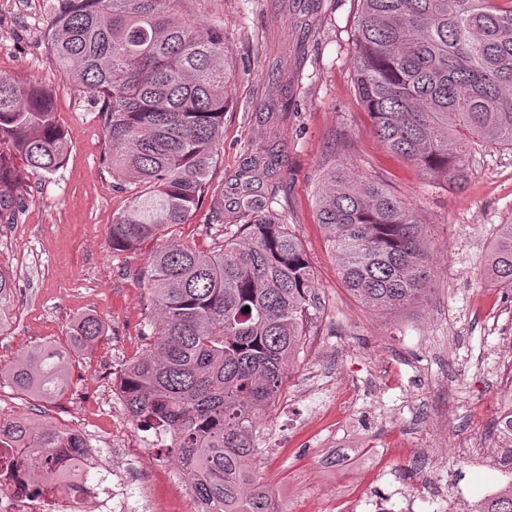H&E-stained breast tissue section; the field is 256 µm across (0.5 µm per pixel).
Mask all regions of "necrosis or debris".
I'll return each mask as SVG.
<instances>
[{
	"label": "necrosis or debris",
	"mask_w": 512,
	"mask_h": 512,
	"mask_svg": "<svg viewBox=\"0 0 512 512\" xmlns=\"http://www.w3.org/2000/svg\"><path fill=\"white\" fill-rule=\"evenodd\" d=\"M498 379L501 391L492 402L494 433L490 443L466 439L455 444L456 454L481 459L503 477L502 484L488 488L482 501H467L463 491L441 495L431 477L418 473L417 488L427 490L428 497L445 512H481V505L494 500L503 483H512V336L501 341ZM83 457L99 465V478L90 477L75 465L70 449L55 455L56 468L64 484L56 489L33 479L25 457L16 449L0 448V512H127L131 479L122 466L103 464L98 449L85 448Z\"/></svg>",
	"instance_id": "obj_1"
}]
</instances>
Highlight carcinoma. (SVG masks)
Segmentation results:
<instances>
[{"label":"carcinoma","instance_id":"1","mask_svg":"<svg viewBox=\"0 0 512 512\" xmlns=\"http://www.w3.org/2000/svg\"><path fill=\"white\" fill-rule=\"evenodd\" d=\"M352 82L372 131L426 177L460 186L481 147L512 150V0H358ZM183 0H57L49 51L74 83L101 103L103 163L113 186L134 192L112 219L115 251L186 223L209 193L234 78L224 31L182 16ZM67 138L53 93L0 76V224H12L28 175L62 167ZM269 169L244 163L239 223L209 251L167 245L145 280L158 311L153 348L126 365L120 392L137 423L170 436L205 512H270L252 466L253 432L275 404L319 310L315 274L284 214L252 188ZM317 221L345 287L389 311L430 290L434 269L424 228L388 188L341 162L326 176ZM486 275L512 290V224L496 227ZM13 273L0 268V330L10 319ZM250 311H244L245 307ZM70 342L103 336L98 318L79 319ZM72 365L52 344L0 370L37 402L0 417V448H15L35 482L57 479L58 448H83L45 419Z\"/></svg>","mask_w":512,"mask_h":512}]
</instances>
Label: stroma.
<instances>
[{
  "instance_id": "35a3bbf8",
  "label": "stroma",
  "mask_w": 512,
  "mask_h": 512,
  "mask_svg": "<svg viewBox=\"0 0 512 512\" xmlns=\"http://www.w3.org/2000/svg\"><path fill=\"white\" fill-rule=\"evenodd\" d=\"M53 0H0V76L49 88L68 140L63 166L35 174L16 220L0 224V267L18 286L13 319L0 332V364L51 342L73 368L49 420L83 431L94 447L131 474L153 471L132 512H188L193 493L177 462L152 447L153 431L123 407V368L153 345L155 307L144 271L161 245L209 250L242 193L243 163L257 147L272 152L256 188L285 213L316 276L320 309L278 400L256 430L255 467L277 512H331L344 480L370 462L362 443L389 448L382 489L407 491L427 470L447 492L481 498L498 472L468 459L441 464L423 451L448 407V438L483 436L488 414L476 408L498 392L499 333L512 334V290L490 283L485 260L496 225L512 223V151L486 148L463 189L423 177L389 154L373 134L351 81L357 0H185L201 27L224 32L236 75L224 138L210 170L211 190L187 223L137 248L113 250L108 229L127 195L112 188L101 161L104 123L86 89L75 85L47 49ZM384 183L425 224L435 281L419 302L389 313L372 310L342 283L316 219L317 193L338 160ZM103 325L88 350L67 332L81 317Z\"/></svg>"
}]
</instances>
